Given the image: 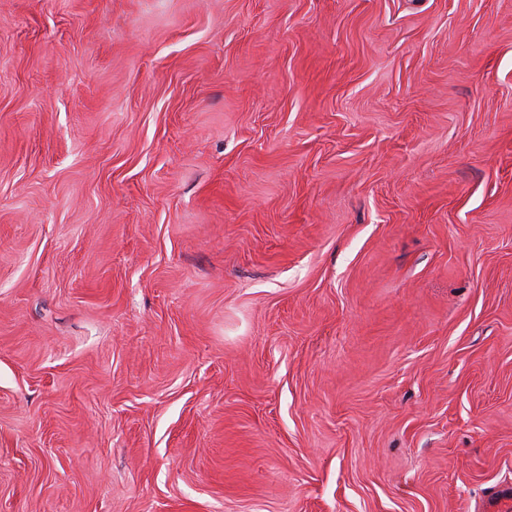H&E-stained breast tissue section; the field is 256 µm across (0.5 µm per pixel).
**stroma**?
<instances>
[{
    "mask_svg": "<svg viewBox=\"0 0 512 512\" xmlns=\"http://www.w3.org/2000/svg\"><path fill=\"white\" fill-rule=\"evenodd\" d=\"M506 486L512 0H0V512Z\"/></svg>",
    "mask_w": 512,
    "mask_h": 512,
    "instance_id": "35a3bbf8",
    "label": "stroma"
}]
</instances>
